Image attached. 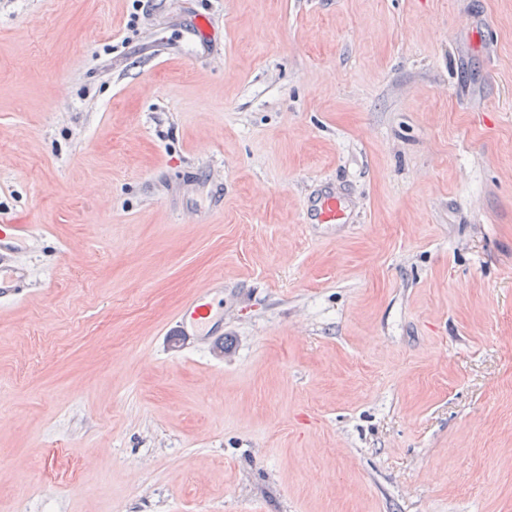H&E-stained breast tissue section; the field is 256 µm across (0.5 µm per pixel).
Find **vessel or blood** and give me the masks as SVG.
<instances>
[{
  "label": "vessel or blood",
  "instance_id": "vessel-or-blood-1",
  "mask_svg": "<svg viewBox=\"0 0 512 512\" xmlns=\"http://www.w3.org/2000/svg\"><path fill=\"white\" fill-rule=\"evenodd\" d=\"M36 237V227L30 216L14 215L0 219V297H11L21 293L31 284L28 267L12 262V255L23 240ZM217 310L208 293H201L184 304L175 319V335H183L185 327L205 325L211 322Z\"/></svg>",
  "mask_w": 512,
  "mask_h": 512
}]
</instances>
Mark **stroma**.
Returning <instances> with one entry per match:
<instances>
[{"instance_id":"obj_1","label":"stroma","mask_w":512,"mask_h":512,"mask_svg":"<svg viewBox=\"0 0 512 512\" xmlns=\"http://www.w3.org/2000/svg\"><path fill=\"white\" fill-rule=\"evenodd\" d=\"M0 213V512H512V0H0ZM29 215L0 216V297H11L31 285V274L27 266L11 261L22 240L36 239V225ZM217 314V309L209 300V293L204 292L192 298L184 304L178 311L173 327L175 336H183L184 325L187 327H196L197 325H207L211 322L212 316Z\"/></svg>"}]
</instances>
